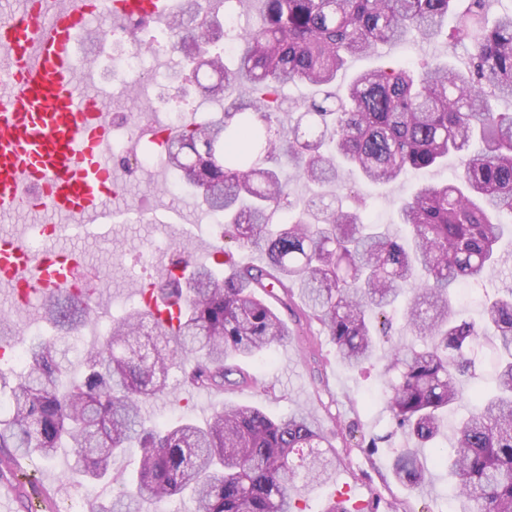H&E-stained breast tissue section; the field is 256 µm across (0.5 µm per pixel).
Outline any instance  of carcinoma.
Masks as SVG:
<instances>
[{
	"label": "carcinoma",
	"instance_id": "cac0c4a2",
	"mask_svg": "<svg viewBox=\"0 0 512 512\" xmlns=\"http://www.w3.org/2000/svg\"><path fill=\"white\" fill-rule=\"evenodd\" d=\"M262 0L256 24L236 31V66L224 65L214 28L197 0H184L166 49L182 48L194 26L190 72L207 68L203 86L224 100L247 94L205 122L185 120L164 145L165 166L224 220V261L165 270L153 294L177 311V327L144 305L112 324L83 351L69 376L58 341L91 320L86 294L44 299L56 341H32L21 366L0 368V448L8 464L53 459L77 449L71 479L112 491L92 512H142L189 494L194 512H307L300 489L330 485L336 446L307 411L280 419L252 405L214 408L204 423L182 415L148 424L145 406L165 392L170 370L203 392L254 387L232 357L263 359L288 342L285 320L267 301L320 322L346 365L375 357L376 325L404 300L411 342H391L380 377L392 432L407 441L391 452L390 471L410 490L428 466L454 478L461 512H512V286L487 301L478 323L458 317L455 289L500 264L498 245L512 218V113L493 100L512 97V10L491 19L486 0ZM414 32L471 46L469 62L383 64L355 76L338 97L330 87L347 58ZM301 82L327 88L302 105L295 124L280 119L281 91ZM460 158L459 179L424 184L399 207L408 237L364 223L339 196L298 210L292 185L304 180L346 189L342 172L391 184L409 170ZM255 251L261 266L231 263L232 248ZM490 388L458 420L453 452L427 459L420 449L442 432L444 414L463 400L464 383ZM137 449L136 467L113 473L116 458Z\"/></svg>",
	"mask_w": 512,
	"mask_h": 512
}]
</instances>
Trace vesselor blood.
<instances>
[{
    "instance_id": "1",
    "label": "vessel or blood",
    "mask_w": 512,
    "mask_h": 512,
    "mask_svg": "<svg viewBox=\"0 0 512 512\" xmlns=\"http://www.w3.org/2000/svg\"><path fill=\"white\" fill-rule=\"evenodd\" d=\"M108 15L170 18L174 0H106ZM91 0H25L0 17V214L30 206L73 219L104 214L112 198V125L96 96L72 77L76 44L88 30ZM77 254L36 256L28 242L0 240V283L21 305L73 287Z\"/></svg>"
}]
</instances>
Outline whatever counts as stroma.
<instances>
[{
    "label": "stroma",
    "mask_w": 512,
    "mask_h": 512,
    "mask_svg": "<svg viewBox=\"0 0 512 512\" xmlns=\"http://www.w3.org/2000/svg\"><path fill=\"white\" fill-rule=\"evenodd\" d=\"M167 23L148 24L138 33L134 44L143 57L139 74L115 79L112 59L119 50L110 40L84 43L74 56V78L89 85L113 123L132 121L130 149L140 152L145 140L139 131L145 126L167 127L168 115L179 111L186 118L204 121L217 105L204 96L192 76H185L183 94L171 95L167 78L179 68V58L169 52L148 49L150 36H168ZM465 59V46L449 50L444 39L422 44L411 39L379 46L372 57L348 58L345 70L336 81L344 88L349 77L387 62L417 64L425 60H447L449 54ZM114 171L119 186V199L113 200L112 212L95 223L92 230L55 232L43 238L42 252H75L85 265L93 269L91 306L95 320L67 342L71 374H79L78 352L99 342L110 322L124 316L139 305L143 289L158 287L161 274L173 256H181L190 264L211 263L212 248L220 241L222 225L199 208L195 198L183 194L173 200L170 185L172 170L158 163L139 170H130L122 160H115ZM461 172L457 158L447 165L424 174H411L393 185H378L352 174L348 182L363 203L365 222L382 225L388 233H403L398 220L402 199L419 183L455 181ZM507 281L495 273L475 284L462 286L457 306L468 319H480L488 295L505 287ZM0 317L7 318L19 342L45 333L41 299H34L30 308L13 304L12 293L0 288ZM293 334L287 343L274 347L269 364L241 360L240 365L256 380L255 388L228 389L224 393L199 392L178 383V371H171L169 393L160 395L147 405L145 412L152 419L173 421L189 410L197 421H205L218 403L255 404L271 417H280L297 409H313L315 423L324 430L336 431V479L327 488L306 494L308 512H320L331 496H343L350 503L370 507L371 512H442L451 490L449 477L440 469L431 470L426 485L411 491L397 483L389 470L392 449L403 446L402 437H389L388 412L376 366L364 364L350 368L340 362L322 326L315 321L297 322L293 312H283ZM356 437L381 436L378 451L359 448L346 441L345 430ZM76 460L74 449L58 452L51 462L33 459L25 462L24 472L0 473V480L14 483L13 512H40L42 504L37 489L56 492L58 508L73 501L81 506L99 499L98 486L77 485L70 479Z\"/></svg>",
    "instance_id": "obj_1"
}]
</instances>
